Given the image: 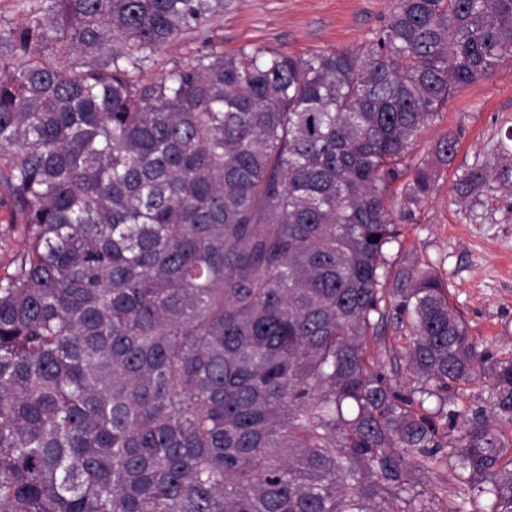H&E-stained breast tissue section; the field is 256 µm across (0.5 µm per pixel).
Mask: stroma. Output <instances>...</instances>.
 <instances>
[{
	"label": "stroma",
	"mask_w": 512,
	"mask_h": 512,
	"mask_svg": "<svg viewBox=\"0 0 512 512\" xmlns=\"http://www.w3.org/2000/svg\"><path fill=\"white\" fill-rule=\"evenodd\" d=\"M395 0H224V13L208 38H181L156 52L143 75L158 78L173 65L208 49L227 55L262 46L305 56L366 45L390 16ZM512 127V56L486 79L455 90L438 118L417 138L412 153L424 157L447 133L459 150L442 171L416 221L402 225L388 253L391 268L421 263L448 285L469 336L495 355L512 353V189L494 185L482 205L457 204L453 187L464 169L490 159L501 134Z\"/></svg>",
	"instance_id": "obj_1"
}]
</instances>
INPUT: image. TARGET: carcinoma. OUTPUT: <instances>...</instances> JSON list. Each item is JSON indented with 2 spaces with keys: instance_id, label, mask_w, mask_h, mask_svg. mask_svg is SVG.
<instances>
[{
  "instance_id": "cac0c4a2",
  "label": "carcinoma",
  "mask_w": 512,
  "mask_h": 512,
  "mask_svg": "<svg viewBox=\"0 0 512 512\" xmlns=\"http://www.w3.org/2000/svg\"><path fill=\"white\" fill-rule=\"evenodd\" d=\"M0 26V190L28 237L0 277V512H512V440L451 408L512 356L387 251L458 151L405 162L512 55V0H396L358 51L216 50L145 80L224 0H41ZM512 186V128L458 202ZM406 345L412 386L369 347ZM437 488H442L445 491H440ZM415 490L423 492L428 497L436 494L434 507L441 509H445L447 505H452L453 502L460 501V498H458L459 486L453 478L449 466L448 469L446 467L439 468L434 473H430L423 484L417 486Z\"/></svg>"
}]
</instances>
